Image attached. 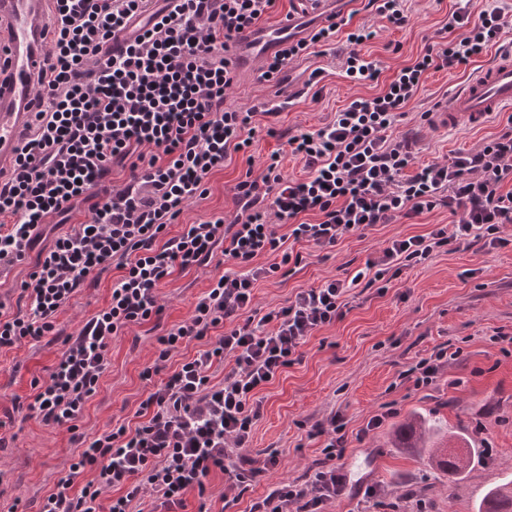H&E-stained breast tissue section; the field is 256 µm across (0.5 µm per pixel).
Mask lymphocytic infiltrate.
<instances>
[{"label":"lymphocytic infiltrate","mask_w":512,"mask_h":512,"mask_svg":"<svg viewBox=\"0 0 512 512\" xmlns=\"http://www.w3.org/2000/svg\"><path fill=\"white\" fill-rule=\"evenodd\" d=\"M277 0H48L42 39L49 47L33 82L36 122L0 178V275L34 258L15 307L0 301V350L61 341V355L26 406L29 417L72 433L78 448L66 476L44 495L38 512H183L186 498L205 495L208 478L224 475V496L239 500L277 464L276 455L246 454L261 416L260 391L302 359V348L323 327L349 312L348 293L363 284L382 295L404 270L455 243L480 249L512 241V123L470 150L427 163L417 159L419 135L402 129L406 108L429 74L468 71L512 29L503 9H475L472 0L448 15L441 41L426 47L374 96L359 97L324 126L276 132L284 149L259 173L233 188L232 219L215 217L167 227L207 193L206 180L228 156L247 151L267 103L233 107L237 82L231 51ZM147 13L145 30L119 55L102 46L131 18ZM346 31L343 69L354 82L379 80L378 61L360 48L375 26L351 27L334 14L302 38L287 36L265 56L258 83L283 86L288 68L312 48ZM298 159L304 177L284 173L283 155ZM126 170L122 185L114 169ZM437 208L451 223L428 234L394 238L348 280L331 279L298 291L285 305L254 307L258 282L277 275L293 255L287 240L316 251L378 224L411 220ZM84 209L87 220L72 223ZM315 222H307V215ZM272 261L254 266L256 257ZM233 264L215 277L192 315L157 335L156 359L142 376L152 388L138 422L93 437L77 422L97 390L113 336L159 319V288L175 271ZM120 269L107 307L78 332L58 337L57 315L90 276ZM193 341L204 350L174 361ZM223 379H216V369ZM347 421L333 412L311 437L323 438L322 460L311 471L276 483L248 512H326L345 477L336 467L348 448ZM96 476L82 488L85 470Z\"/></svg>","instance_id":"obj_1"}]
</instances>
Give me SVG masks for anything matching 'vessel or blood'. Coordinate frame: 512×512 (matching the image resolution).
<instances>
[{
	"mask_svg": "<svg viewBox=\"0 0 512 512\" xmlns=\"http://www.w3.org/2000/svg\"><path fill=\"white\" fill-rule=\"evenodd\" d=\"M46 0H0V170L16 156L17 133L34 117L33 75L44 57L41 30L47 21ZM288 20L277 28L250 35L236 47L240 66L253 67L294 30ZM512 111V47L501 51L458 91L439 104L436 117L481 122L488 115Z\"/></svg>",
	"mask_w": 512,
	"mask_h": 512,
	"instance_id": "1",
	"label": "vessel or blood"
}]
</instances>
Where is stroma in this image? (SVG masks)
<instances>
[{
    "instance_id": "35a3bbf8",
    "label": "stroma",
    "mask_w": 512,
    "mask_h": 512,
    "mask_svg": "<svg viewBox=\"0 0 512 512\" xmlns=\"http://www.w3.org/2000/svg\"><path fill=\"white\" fill-rule=\"evenodd\" d=\"M457 4L458 0H404L407 25L381 31L365 46V53L380 61L383 77L392 76L411 64L426 45L438 41L440 28ZM344 46V40H337L325 54L309 55L290 66L284 93L292 101L271 118V126L294 131L318 128L353 99L377 93L374 83L346 78ZM317 67L326 70L318 97L306 86ZM464 80L458 72L432 73L411 104L405 125L420 132L419 161L473 148L506 127L504 112L478 124L464 118L449 125L423 124L421 112L435 109ZM280 147L277 138L258 131L249 154L231 155L223 170L210 177L205 199L187 207L170 233H178L183 224L231 215L234 184L248 168H261ZM450 221L447 210L436 209L411 221L376 225L323 253L302 243L291 244V251L301 254V262L286 275L258 283L254 305L264 311L283 306L300 289L343 277L349 266L364 263L386 241L423 235L433 225ZM215 274L212 267L177 272L161 286L168 324L191 315ZM119 276L115 270L90 277L58 314L59 331L76 332L104 307ZM500 334L512 336L511 248L483 253L455 245L408 271L385 295L352 290L351 309L343 320L312 337L302 349L301 362L285 369L261 392L263 413L250 452H277L278 465L251 495L227 506L221 501L224 476L214 474L205 497L188 496L185 512H198L202 506L207 512H247L252 497L264 494L268 485L303 475L322 459V440L309 436L317 421L336 411L345 415L354 433L386 403L393 405L394 416L364 439H350L340 462L346 489L328 512H477L490 486L512 479V355L502 354L493 343V336ZM442 344L460 349L461 354L449 360L432 388L418 390L401 379V371ZM61 349L58 343H40L0 352V433L9 440L8 448L0 450V512L12 507L33 512L36 500L69 471L74 456L69 432L45 426L27 417L23 409L34 393L33 380L47 379ZM154 360L150 324L124 329L113 340L110 366L84 409L81 432L92 435L118 423H135L148 391L141 373ZM416 411L439 419L452 437V446L480 449L462 478H448L426 458L390 446L393 429Z\"/></svg>"
}]
</instances>
